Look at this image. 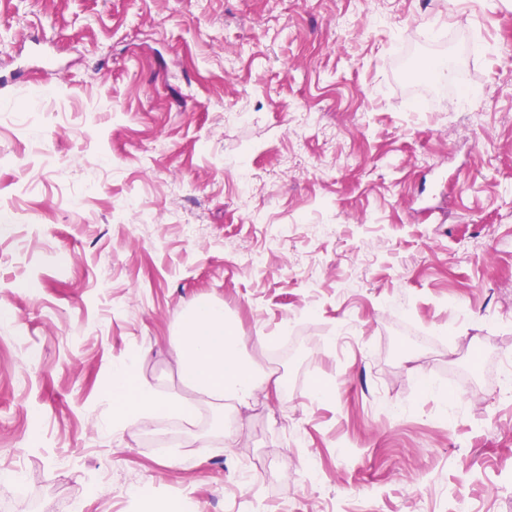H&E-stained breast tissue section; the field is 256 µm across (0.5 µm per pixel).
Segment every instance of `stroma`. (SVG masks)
I'll return each instance as SVG.
<instances>
[{
  "label": "stroma",
  "instance_id": "obj_1",
  "mask_svg": "<svg viewBox=\"0 0 512 512\" xmlns=\"http://www.w3.org/2000/svg\"><path fill=\"white\" fill-rule=\"evenodd\" d=\"M367 2L0 0L7 512H512V0ZM200 300L279 391L198 402ZM132 377L122 363L112 366V402L125 403L132 390ZM135 392V402L128 407L129 413L131 414H143L156 410L160 407H163L173 413H181L183 409V402L180 398H170L162 402L154 393L142 388L141 386L135 387Z\"/></svg>",
  "mask_w": 512,
  "mask_h": 512
}]
</instances>
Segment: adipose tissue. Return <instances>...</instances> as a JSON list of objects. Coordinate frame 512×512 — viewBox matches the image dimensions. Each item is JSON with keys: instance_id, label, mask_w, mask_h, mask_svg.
Instances as JSON below:
<instances>
[{"instance_id": "1", "label": "adipose tissue", "mask_w": 512, "mask_h": 512, "mask_svg": "<svg viewBox=\"0 0 512 512\" xmlns=\"http://www.w3.org/2000/svg\"><path fill=\"white\" fill-rule=\"evenodd\" d=\"M242 338L224 317V307L209 301L191 304L182 316L173 347L180 374L197 397L229 411L249 406L262 392L278 389L280 382L260 372L240 353ZM112 399L128 403L133 414L165 408L178 413V398L159 400L144 388L134 387L128 368L112 366Z\"/></svg>"}]
</instances>
